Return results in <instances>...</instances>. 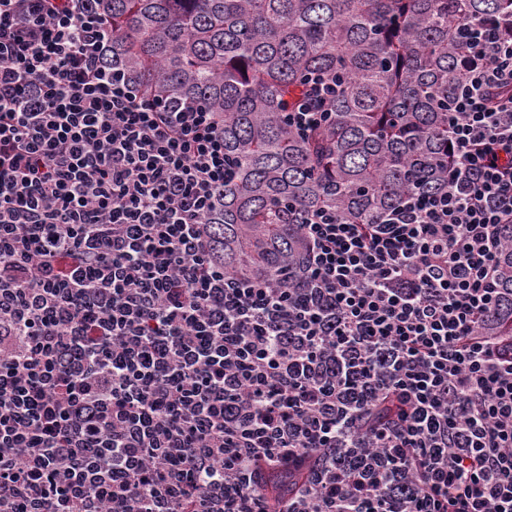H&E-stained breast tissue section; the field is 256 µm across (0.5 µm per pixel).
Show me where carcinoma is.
Returning a JSON list of instances; mask_svg holds the SVG:
<instances>
[{
  "label": "carcinoma",
  "instance_id": "obj_1",
  "mask_svg": "<svg viewBox=\"0 0 512 512\" xmlns=\"http://www.w3.org/2000/svg\"><path fill=\"white\" fill-rule=\"evenodd\" d=\"M109 20L107 63L147 98L178 96L224 114L237 163L213 216L224 270L288 278L302 216L328 209L374 224L411 193L447 184L448 89L457 28L512 0H93ZM336 82L331 121L299 134L285 112L308 75ZM512 294V250L501 257ZM308 461L258 466L285 501Z\"/></svg>",
  "mask_w": 512,
  "mask_h": 512
}]
</instances>
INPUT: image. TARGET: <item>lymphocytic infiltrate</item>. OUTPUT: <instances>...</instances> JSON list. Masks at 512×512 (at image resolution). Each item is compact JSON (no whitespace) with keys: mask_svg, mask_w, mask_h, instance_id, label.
I'll return each instance as SVG.
<instances>
[{"mask_svg":"<svg viewBox=\"0 0 512 512\" xmlns=\"http://www.w3.org/2000/svg\"><path fill=\"white\" fill-rule=\"evenodd\" d=\"M109 37L88 0H0V512H271L256 463L301 456L286 512H512V12L464 31L447 189L308 214L298 288L225 271L221 123Z\"/></svg>","mask_w":512,"mask_h":512,"instance_id":"f902f5d3","label":"lymphocytic infiltrate"}]
</instances>
